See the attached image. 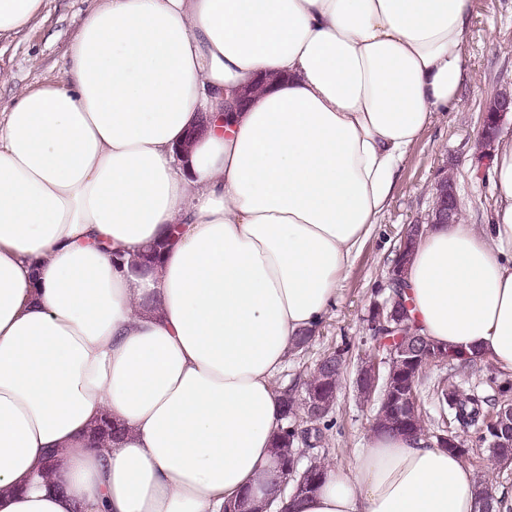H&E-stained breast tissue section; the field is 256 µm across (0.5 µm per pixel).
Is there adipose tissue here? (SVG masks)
Instances as JSON below:
<instances>
[{
    "label": "adipose tissue",
    "mask_w": 512,
    "mask_h": 512,
    "mask_svg": "<svg viewBox=\"0 0 512 512\" xmlns=\"http://www.w3.org/2000/svg\"><path fill=\"white\" fill-rule=\"evenodd\" d=\"M43 4L0 0V39ZM470 7L94 0L59 77L0 112V512H224L258 488L272 379L457 108ZM489 174L487 223L426 225L403 295L431 342L512 375V135ZM105 418L119 442L93 441ZM476 490L458 454L374 433L274 504L481 512Z\"/></svg>",
    "instance_id": "obj_1"
}]
</instances>
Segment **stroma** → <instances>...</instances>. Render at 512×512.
I'll return each instance as SVG.
<instances>
[{"label":"stroma","mask_w":512,"mask_h":512,"mask_svg":"<svg viewBox=\"0 0 512 512\" xmlns=\"http://www.w3.org/2000/svg\"><path fill=\"white\" fill-rule=\"evenodd\" d=\"M42 23L25 34L0 40V112L20 86H35L57 77L64 53L76 35L92 0H45ZM462 105L445 112L427 128L399 163L389 203L372 232L351 258L338 284V301L315 330L309 347L291 354L275 384L307 375L327 349L349 340L352 350L334 409L326 459L349 469L354 454L366 447L377 404H360L353 381L371 345L366 325L376 290L389 286V272L408 225L427 220L433 186L442 176L453 179L465 223L482 224L490 205L486 171L493 146L479 145L486 101L512 90V0H471V30L465 47Z\"/></svg>","instance_id":"35a3bbf8"}]
</instances>
